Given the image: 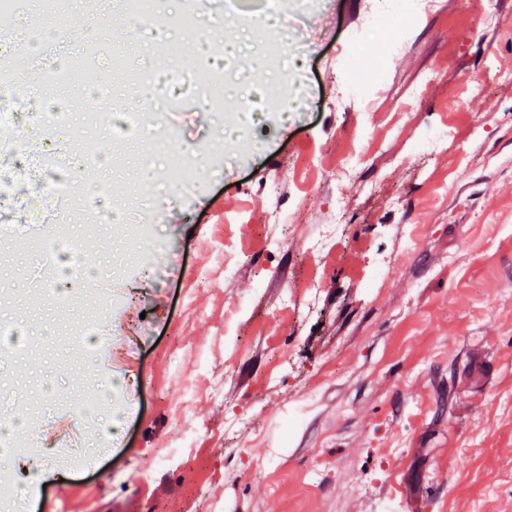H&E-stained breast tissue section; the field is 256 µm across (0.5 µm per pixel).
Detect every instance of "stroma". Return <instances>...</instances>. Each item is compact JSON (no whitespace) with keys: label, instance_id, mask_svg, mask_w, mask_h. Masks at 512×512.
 I'll return each mask as SVG.
<instances>
[{"label":"stroma","instance_id":"35a3bbf8","mask_svg":"<svg viewBox=\"0 0 512 512\" xmlns=\"http://www.w3.org/2000/svg\"><path fill=\"white\" fill-rule=\"evenodd\" d=\"M223 2L167 0L165 23L134 38L112 0L132 70L108 101L92 93L100 66L54 89L81 129L68 150L108 154L96 177L126 226L58 220L84 265L115 268L103 347L78 336L86 282L45 298L38 248L0 244V322L21 329L0 343V415L55 427L37 445L20 431L0 459L40 465L19 512H43L57 483L99 512H512V79L491 76L512 66V0L488 25L463 0H427L365 86L367 112L348 87L373 63V46L353 50L372 0H277L291 49L277 65ZM187 10L202 23L180 27ZM228 31L246 68L223 91L275 88L259 114L229 126L190 91L158 100L178 165L140 166L147 136L92 129L140 101L131 73L164 66L161 45L214 69ZM441 128L446 142L414 150ZM340 151L357 161L345 176L324 168ZM275 200L290 223H265ZM109 387L113 410L73 451L61 431Z\"/></svg>","mask_w":512,"mask_h":512}]
</instances>
